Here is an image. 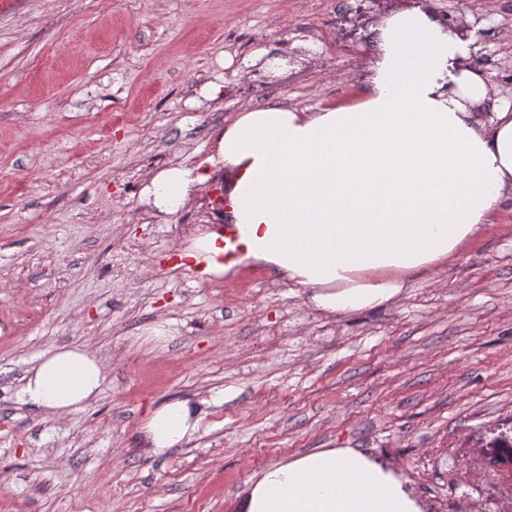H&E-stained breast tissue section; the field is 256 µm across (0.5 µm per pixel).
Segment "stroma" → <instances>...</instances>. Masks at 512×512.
I'll list each match as a JSON object with an SVG mask.
<instances>
[{
  "instance_id": "obj_1",
  "label": "stroma",
  "mask_w": 512,
  "mask_h": 512,
  "mask_svg": "<svg viewBox=\"0 0 512 512\" xmlns=\"http://www.w3.org/2000/svg\"><path fill=\"white\" fill-rule=\"evenodd\" d=\"M415 7L489 88L512 77V0H0V512H236L265 466L317 448L398 462L427 512L512 490L478 454L512 428L511 191L400 301L345 317L256 266L175 264L220 225L223 174L168 216L142 196L238 113L360 100L379 18ZM166 319L168 345L135 344ZM75 344L107 363L99 399L23 404L37 356ZM174 399L201 402L200 430L153 455L140 423Z\"/></svg>"
}]
</instances>
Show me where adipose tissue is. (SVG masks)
Wrapping results in <instances>:
<instances>
[{
  "mask_svg": "<svg viewBox=\"0 0 512 512\" xmlns=\"http://www.w3.org/2000/svg\"><path fill=\"white\" fill-rule=\"evenodd\" d=\"M366 93L314 112L239 113L217 138L224 228L189 238L205 273L257 265L307 304L346 316L394 304L414 276L455 258L512 189V110L476 111L485 80L464 68L467 43L422 9L383 17ZM207 174L171 167L142 196L176 212ZM233 264H225L227 251ZM104 360L82 345L42 353L20 379L22 403L49 415L86 409L103 391ZM200 417L162 403L140 433L161 455L189 442ZM239 512H426L401 468L352 448H320L264 467Z\"/></svg>",
  "mask_w": 512,
  "mask_h": 512,
  "instance_id": "ef3b65f1",
  "label": "adipose tissue"
}]
</instances>
